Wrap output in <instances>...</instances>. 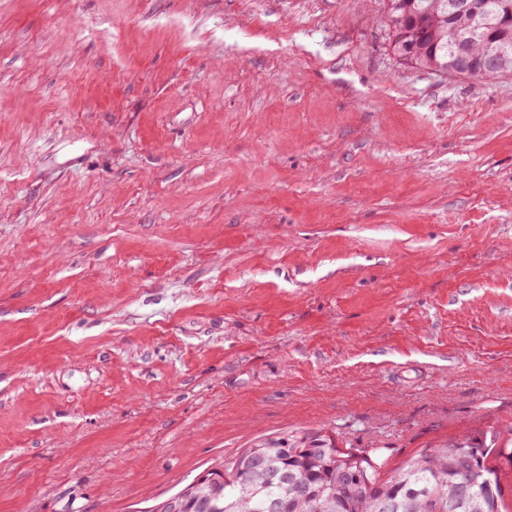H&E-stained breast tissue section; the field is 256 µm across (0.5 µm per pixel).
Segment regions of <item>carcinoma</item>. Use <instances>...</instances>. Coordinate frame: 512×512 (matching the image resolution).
I'll return each instance as SVG.
<instances>
[{"instance_id": "carcinoma-1", "label": "carcinoma", "mask_w": 512, "mask_h": 512, "mask_svg": "<svg viewBox=\"0 0 512 512\" xmlns=\"http://www.w3.org/2000/svg\"><path fill=\"white\" fill-rule=\"evenodd\" d=\"M390 31L406 30L409 38H389V49L403 64L431 72L454 68V49L448 45V0H386ZM486 10L503 18L471 46L483 56L500 47L506 58L495 71L471 66L473 77L491 79L512 75V0H484ZM377 448L340 450L325 432L294 433L266 439L221 462L224 490L208 507L186 499L181 512H376V502L391 499L394 512H504L501 468L490 458L512 463V427L488 426L478 435L450 438L423 448L399 466L384 470ZM476 463L468 492L457 494L456 465ZM286 480H269L268 471ZM306 487L309 496H288V481Z\"/></svg>"}]
</instances>
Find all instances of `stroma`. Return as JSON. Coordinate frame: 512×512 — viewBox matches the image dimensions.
Returning a JSON list of instances; mask_svg holds the SVG:
<instances>
[{
    "label": "stroma",
    "instance_id": "stroma-1",
    "mask_svg": "<svg viewBox=\"0 0 512 512\" xmlns=\"http://www.w3.org/2000/svg\"><path fill=\"white\" fill-rule=\"evenodd\" d=\"M389 38L384 0H0V512L512 423V77Z\"/></svg>",
    "mask_w": 512,
    "mask_h": 512
}]
</instances>
